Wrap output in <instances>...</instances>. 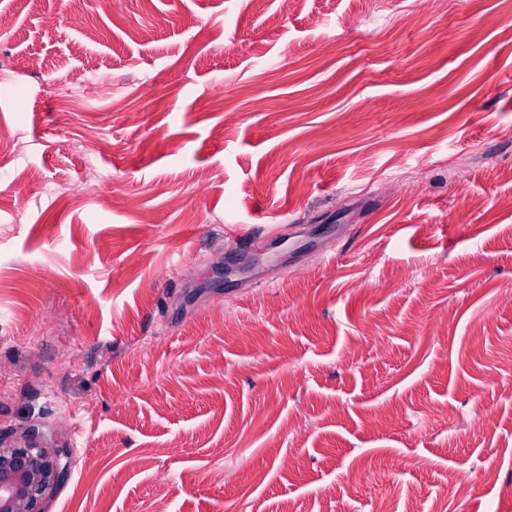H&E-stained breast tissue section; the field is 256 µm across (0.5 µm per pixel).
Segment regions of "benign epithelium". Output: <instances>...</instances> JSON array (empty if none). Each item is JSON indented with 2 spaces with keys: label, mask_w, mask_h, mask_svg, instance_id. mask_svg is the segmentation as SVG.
I'll return each mask as SVG.
<instances>
[{
  "label": "benign epithelium",
  "mask_w": 512,
  "mask_h": 512,
  "mask_svg": "<svg viewBox=\"0 0 512 512\" xmlns=\"http://www.w3.org/2000/svg\"><path fill=\"white\" fill-rule=\"evenodd\" d=\"M59 451L37 444L35 435L0 441V512H45V500L66 476Z\"/></svg>",
  "instance_id": "1"
}]
</instances>
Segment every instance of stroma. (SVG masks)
<instances>
[{
    "label": "stroma",
    "mask_w": 512,
    "mask_h": 512,
    "mask_svg": "<svg viewBox=\"0 0 512 512\" xmlns=\"http://www.w3.org/2000/svg\"><path fill=\"white\" fill-rule=\"evenodd\" d=\"M1 13L0 440L63 449L46 512H512V0Z\"/></svg>",
    "instance_id": "obj_1"
}]
</instances>
